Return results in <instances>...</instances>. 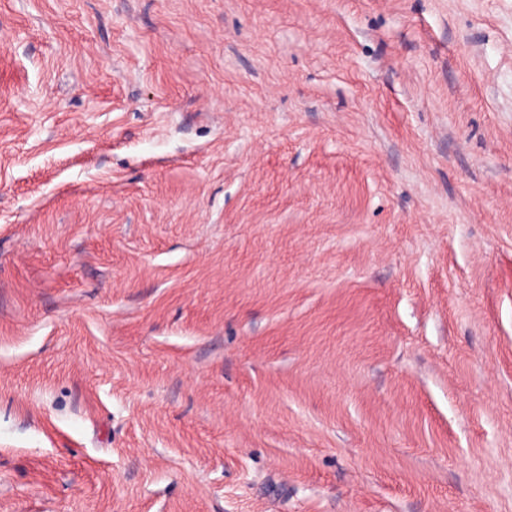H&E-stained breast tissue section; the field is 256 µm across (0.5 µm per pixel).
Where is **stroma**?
Listing matches in <instances>:
<instances>
[{
    "mask_svg": "<svg viewBox=\"0 0 512 512\" xmlns=\"http://www.w3.org/2000/svg\"><path fill=\"white\" fill-rule=\"evenodd\" d=\"M0 512H512V0H0Z\"/></svg>",
    "mask_w": 512,
    "mask_h": 512,
    "instance_id": "obj_1",
    "label": "stroma"
}]
</instances>
